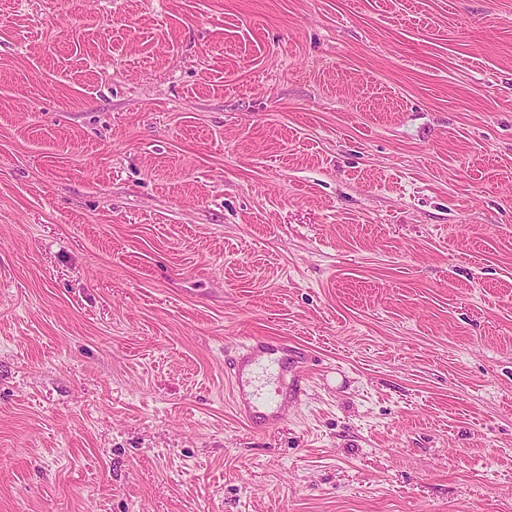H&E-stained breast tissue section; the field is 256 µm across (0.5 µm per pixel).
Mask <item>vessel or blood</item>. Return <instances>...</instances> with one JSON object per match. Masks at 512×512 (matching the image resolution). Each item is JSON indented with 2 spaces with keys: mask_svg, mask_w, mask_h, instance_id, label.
<instances>
[{
  "mask_svg": "<svg viewBox=\"0 0 512 512\" xmlns=\"http://www.w3.org/2000/svg\"><path fill=\"white\" fill-rule=\"evenodd\" d=\"M305 358V349L284 336L253 337L242 343L229 373L237 416L254 430L279 425L288 406L304 394L298 366ZM267 374L281 381V388L263 391L261 380Z\"/></svg>",
  "mask_w": 512,
  "mask_h": 512,
  "instance_id": "obj_1",
  "label": "vessel or blood"
}]
</instances>
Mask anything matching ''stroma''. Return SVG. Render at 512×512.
<instances>
[{
  "instance_id": "stroma-1",
  "label": "stroma",
  "mask_w": 512,
  "mask_h": 512,
  "mask_svg": "<svg viewBox=\"0 0 512 512\" xmlns=\"http://www.w3.org/2000/svg\"><path fill=\"white\" fill-rule=\"evenodd\" d=\"M0 512H512V0H0ZM306 352L285 336L252 337L241 344L228 377L235 413L251 429L266 430L279 425L288 406L301 400L305 389L297 368L304 363ZM264 374H272L282 388L264 392Z\"/></svg>"
}]
</instances>
